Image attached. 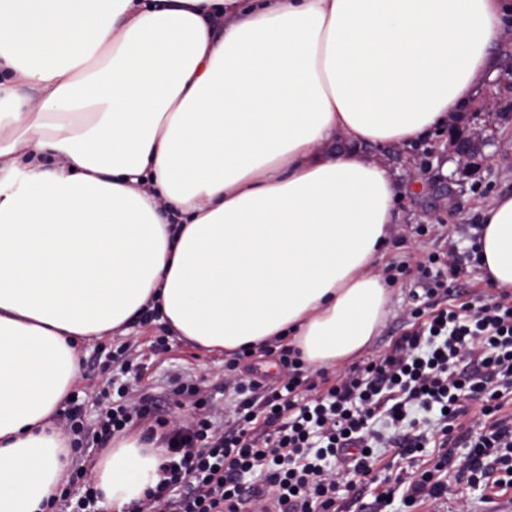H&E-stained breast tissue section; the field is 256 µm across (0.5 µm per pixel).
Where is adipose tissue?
Masks as SVG:
<instances>
[{"label":"adipose tissue","instance_id":"obj_1","mask_svg":"<svg viewBox=\"0 0 512 512\" xmlns=\"http://www.w3.org/2000/svg\"><path fill=\"white\" fill-rule=\"evenodd\" d=\"M512 0H0V512H49L53 419L80 346L156 314L310 369L391 309L379 259L403 191L373 146L417 142L493 72ZM512 290V192L482 213ZM159 451L96 465L124 512Z\"/></svg>","mask_w":512,"mask_h":512}]
</instances>
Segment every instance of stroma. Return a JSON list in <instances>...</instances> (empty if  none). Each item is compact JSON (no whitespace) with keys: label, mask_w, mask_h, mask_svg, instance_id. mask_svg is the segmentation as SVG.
I'll return each instance as SVG.
<instances>
[{"label":"stroma","mask_w":512,"mask_h":512,"mask_svg":"<svg viewBox=\"0 0 512 512\" xmlns=\"http://www.w3.org/2000/svg\"><path fill=\"white\" fill-rule=\"evenodd\" d=\"M507 36L498 53L495 70L476 91L469 106L450 116L444 131L400 147L380 150L407 191L399 204L397 234L387 263L416 260L442 252L449 239H456L459 251L472 245L471 230L482 224V210L498 195L512 192V19H507ZM478 134L485 139L482 151L467 162H460L450 146L454 134ZM423 281L411 273L393 286L391 311L374 337L366 358L383 354L399 337L415 329L419 321L412 311L418 304ZM453 303L478 307L491 303L498 295L476 264L466 265L453 282ZM167 336L164 325L139 322L126 335L95 339L79 349L80 373L75 388L84 417L95 414V395L105 379L126 380L112 355L126 347V358L142 370L141 389L160 414L175 411L176 398L168 383L170 376L204 379L215 405L235 398L232 387L224 383L226 373L244 380L272 382L279 373L271 355L253 354L228 369L229 357L187 340L167 336L168 349L154 352L153 341Z\"/></svg>","instance_id":"obj_1"}]
</instances>
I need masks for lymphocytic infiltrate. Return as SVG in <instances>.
I'll return each instance as SVG.
<instances>
[{"instance_id":"1","label":"lymphocytic infiltrate","mask_w":512,"mask_h":512,"mask_svg":"<svg viewBox=\"0 0 512 512\" xmlns=\"http://www.w3.org/2000/svg\"><path fill=\"white\" fill-rule=\"evenodd\" d=\"M449 249L400 263L387 282L417 271L426 279V299L438 302L431 318L401 336L382 358L331 377L317 372L305 381L301 363L280 348L281 375L269 385L255 380L234 384L230 413L215 411L198 379L177 382L175 420L154 416L137 395L139 378L119 386L104 383L99 414L83 420L79 409L60 410L57 427L79 450L102 449L115 435L140 427L145 441L165 450L158 481L135 512H242L265 492L278 512H336L340 484L368 487L379 480L374 444L381 435L371 422L390 421L398 434L390 441L413 455L428 438L412 433L418 411H437L442 450L434 470L420 473L405 490L411 503L447 496L438 472L451 468L468 479L502 491L512 488V294L478 308L447 305L449 280L464 259ZM466 447L458 457V447ZM257 473L265 488L243 486Z\"/></svg>"}]
</instances>
